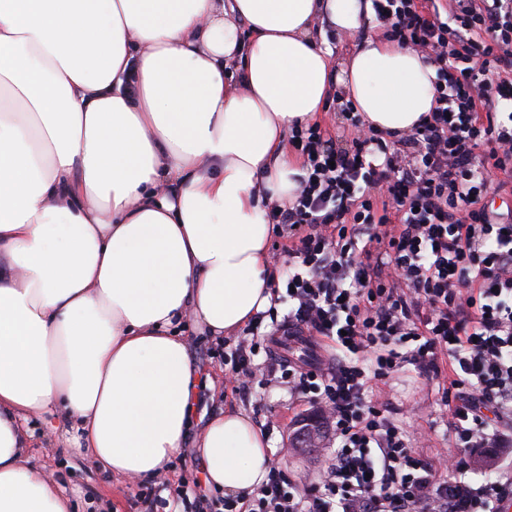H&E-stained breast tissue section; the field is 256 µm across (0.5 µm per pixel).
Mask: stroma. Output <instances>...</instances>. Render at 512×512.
Returning <instances> with one entry per match:
<instances>
[{
  "label": "stroma",
  "instance_id": "stroma-1",
  "mask_svg": "<svg viewBox=\"0 0 512 512\" xmlns=\"http://www.w3.org/2000/svg\"><path fill=\"white\" fill-rule=\"evenodd\" d=\"M182 330L200 373L208 375L212 382L196 404L195 429H202L219 412H245L270 439V456L277 461L287 481L306 484L317 480L324 460L333 449L331 439H323L319 448L304 453L291 446L294 431L313 411V404L291 396L284 385L267 388L256 384L247 394L225 387L224 359L234 351L236 337L218 341L190 323L184 324ZM374 392L389 416L426 431L427 439L422 447L416 448V455L433 462L453 453L448 409L440 400L435 382L420 377L408 365L387 383L375 387ZM412 400L421 404L420 410L414 413L406 408ZM68 426L67 414L59 407L30 419L29 428L34 435L32 465L71 497L73 512H136L128 480L100 472L66 440L64 431ZM146 486L151 493L172 500L175 512H193L199 494L209 488L202 461L190 447L174 458L164 479L149 480Z\"/></svg>",
  "mask_w": 512,
  "mask_h": 512
}]
</instances>
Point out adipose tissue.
<instances>
[{"instance_id": "adipose-tissue-1", "label": "adipose tissue", "mask_w": 512, "mask_h": 512, "mask_svg": "<svg viewBox=\"0 0 512 512\" xmlns=\"http://www.w3.org/2000/svg\"><path fill=\"white\" fill-rule=\"evenodd\" d=\"M372 0H0V512H70L27 456L61 405L103 471L156 477L193 442L239 500L270 440L226 411L193 432L181 326L231 336L274 300L263 194L291 204L283 140L332 83L379 130L436 105V68L360 37ZM252 31L240 39L241 25ZM357 36L334 61L326 32Z\"/></svg>"}]
</instances>
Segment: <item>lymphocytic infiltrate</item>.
I'll return each mask as SVG.
<instances>
[{"instance_id":"1","label":"lymphocytic infiltrate","mask_w":512,"mask_h":512,"mask_svg":"<svg viewBox=\"0 0 512 512\" xmlns=\"http://www.w3.org/2000/svg\"><path fill=\"white\" fill-rule=\"evenodd\" d=\"M372 3L386 39L435 65L437 106L391 141L337 90L346 148L320 124L291 128L306 175L292 205L267 204L294 304L282 327L327 339L336 360L256 367L252 324L232 372L318 403L336 449L304 486L270 464L238 512H498L512 494L460 476L465 451L501 446L497 422L512 417V212L486 202L497 176L512 180V0H452L446 17L437 0ZM406 364L441 382L448 480L372 394Z\"/></svg>"}]
</instances>
